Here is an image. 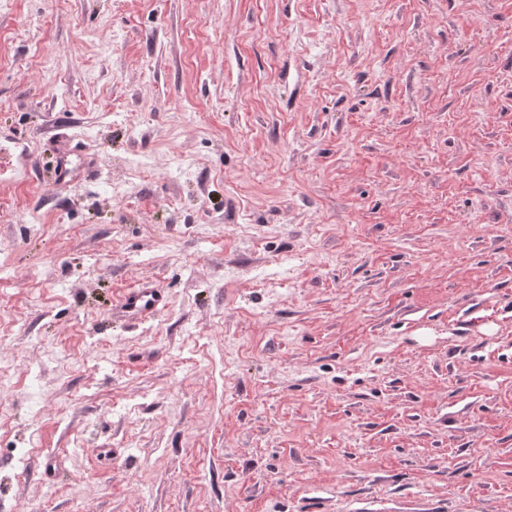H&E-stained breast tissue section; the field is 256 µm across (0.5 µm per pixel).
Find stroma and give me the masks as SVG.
Listing matches in <instances>:
<instances>
[{
	"label": "stroma",
	"instance_id": "1",
	"mask_svg": "<svg viewBox=\"0 0 512 512\" xmlns=\"http://www.w3.org/2000/svg\"><path fill=\"white\" fill-rule=\"evenodd\" d=\"M0 373V512H512V0H0ZM162 301V295L156 289L141 288L125 298L124 306L132 314L149 313L157 310Z\"/></svg>",
	"mask_w": 512,
	"mask_h": 512
}]
</instances>
